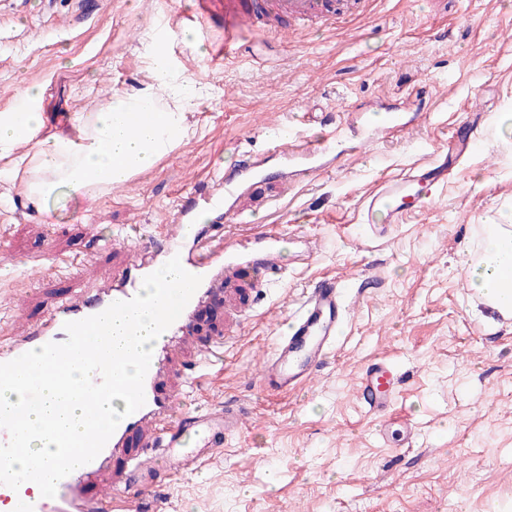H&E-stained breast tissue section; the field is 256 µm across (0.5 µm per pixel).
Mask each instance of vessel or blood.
<instances>
[{"label": "vessel or blood", "instance_id": "obj_1", "mask_svg": "<svg viewBox=\"0 0 512 512\" xmlns=\"http://www.w3.org/2000/svg\"><path fill=\"white\" fill-rule=\"evenodd\" d=\"M368 0H196L201 18L220 17L224 42L212 51L213 63L239 54L244 37L269 18L285 16L297 21L317 20L339 28L364 12ZM275 149L289 162L303 163L325 157L328 148L303 136H276ZM264 173L259 154L242 153L235 175L213 177L214 188L202 196L209 209L221 211L225 222L236 215L235 198L250 191ZM448 180V160L440 158L415 168L408 176L383 181L365 200L363 221L375 237L386 236L394 224L423 208L437 187ZM187 206H180L171 228L162 238L132 237L135 261L129 273L113 280L111 287L72 296L51 305L46 318L30 326L23 335L0 341V363H6L49 342L67 340L66 323L99 314L113 302L129 300L139 292L142 276L157 261L176 269L171 288L165 289L153 309V330L158 340L144 379L145 403L125 417L97 457L61 479L53 500L33 496L29 490H15L0 484V497L9 498L10 512H140L148 492L160 477L184 474L206 464L221 453L229 435L242 431L244 408L227 403L183 415H175L173 398L163 393L160 382L173 350L189 332L193 317L217 291L230 283L244 267L254 273L271 272L273 244L284 234L280 224L256 226L254 235L262 248L245 255L235 254L226 236H214L191 226ZM347 316L345 290L339 281L324 279L306 288L298 309L292 312L286 330L267 353L257 374L264 389L293 391L307 384L336 344L337 332ZM397 389L393 369L377 360L365 370L359 383L362 404L373 415L385 416ZM148 437L143 456L131 459L122 483L108 485L96 497L85 493L87 485L98 482L120 454L130 432Z\"/></svg>", "mask_w": 512, "mask_h": 512}]
</instances>
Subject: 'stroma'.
<instances>
[{
    "label": "stroma",
    "mask_w": 512,
    "mask_h": 512,
    "mask_svg": "<svg viewBox=\"0 0 512 512\" xmlns=\"http://www.w3.org/2000/svg\"><path fill=\"white\" fill-rule=\"evenodd\" d=\"M193 2L0 0V113L18 105L23 83L40 85L37 140L70 134L73 113L102 111L113 94L160 89L151 68L160 24L175 28L171 83L191 82L186 138L122 186L39 199L30 165L0 179V330L20 333L50 303L107 285L129 265V236L168 223L238 152L268 154L237 225H285L283 269L265 281L242 269L204 304L161 382L192 409L242 404L250 425L198 472L162 480L144 512H512V319L473 295L466 265L482 225L512 210V0H373L347 31L261 36L220 64L207 46L224 33L190 21ZM414 79L432 98L411 134H384L365 155L284 186L267 143L283 123L304 135L351 113L374 124L367 104L402 105ZM478 97L490 107L479 144L426 207L373 237L366 197L447 152L461 106ZM307 236L319 242L308 257ZM322 277L353 303L333 354L305 388L261 389L263 355L301 289ZM216 341L223 362L189 388ZM376 358L398 376L382 418L357 398ZM408 422L418 428L411 441Z\"/></svg>",
    "instance_id": "stroma-1"
}]
</instances>
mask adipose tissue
Segmentation results:
<instances>
[{"label":"adipose tissue","instance_id":"obj_1","mask_svg":"<svg viewBox=\"0 0 512 512\" xmlns=\"http://www.w3.org/2000/svg\"><path fill=\"white\" fill-rule=\"evenodd\" d=\"M39 99L37 86H24L19 106L0 113V159L10 157L19 141L44 127ZM134 110L140 113L135 129L129 125ZM72 129L69 136L37 142L32 191L38 197H49L62 185L75 193L120 186L152 169L187 134L183 114L162 105L151 93L113 95L105 111L75 113ZM468 279L470 288L491 308L512 309V213L504 223L486 225L480 255L470 264ZM40 387L43 402L32 408L25 423L30 451L14 461L23 474L36 459L51 453L55 444L53 436L42 430L46 419H56L67 432L74 431L78 422L74 408L60 406L59 387L51 375L41 376Z\"/></svg>","mask_w":512,"mask_h":512}]
</instances>
